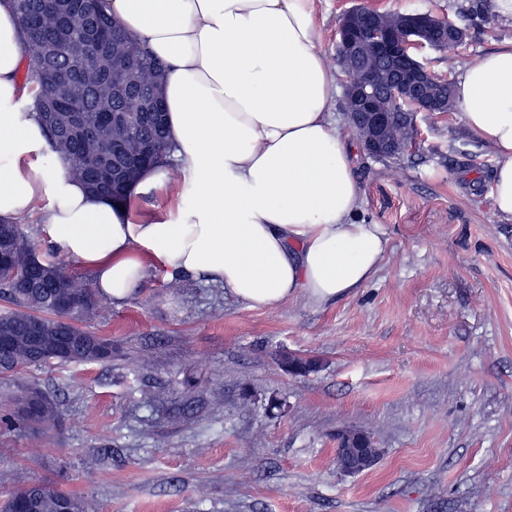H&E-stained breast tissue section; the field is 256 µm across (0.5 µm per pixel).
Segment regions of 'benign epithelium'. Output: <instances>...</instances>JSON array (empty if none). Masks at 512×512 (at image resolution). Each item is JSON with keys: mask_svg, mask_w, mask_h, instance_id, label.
Wrapping results in <instances>:
<instances>
[{"mask_svg": "<svg viewBox=\"0 0 512 512\" xmlns=\"http://www.w3.org/2000/svg\"><path fill=\"white\" fill-rule=\"evenodd\" d=\"M462 42L467 37L464 27L449 26L426 14L403 16L394 25H384L357 6L349 10L338 27L336 61L344 74L345 93L353 103L346 112V121L353 134L361 141L364 150L372 156H381L392 149L389 129L393 113L386 102L379 98L380 81L376 71L366 65L368 56H375L390 63L393 78L389 91L411 102L416 113L440 112L448 107V84L440 81L435 72L422 63L417 50L448 38ZM350 457L340 451L338 460L351 474L368 463L367 445L359 444L349 449Z\"/></svg>", "mask_w": 512, "mask_h": 512, "instance_id": "1", "label": "benign epithelium"}]
</instances>
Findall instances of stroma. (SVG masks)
<instances>
[{"mask_svg": "<svg viewBox=\"0 0 512 512\" xmlns=\"http://www.w3.org/2000/svg\"><path fill=\"white\" fill-rule=\"evenodd\" d=\"M465 0H315L321 49L336 59L345 11L458 15ZM455 80L512 45V19L468 22ZM397 163L358 157V216L385 255L355 293L252 308L223 287L149 266L122 302L101 298L88 330L106 363L31 365L0 378L56 405V430L0 426V473L92 499L97 512H512V222L495 219L471 171L493 150L458 114H418ZM179 178L130 202L170 220ZM317 363L305 376L281 360ZM368 433L382 453L343 474L334 435Z\"/></svg>", "mask_w": 512, "mask_h": 512, "instance_id": "35a3bbf8", "label": "stroma"}]
</instances>
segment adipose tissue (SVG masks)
<instances>
[{"mask_svg": "<svg viewBox=\"0 0 512 512\" xmlns=\"http://www.w3.org/2000/svg\"><path fill=\"white\" fill-rule=\"evenodd\" d=\"M104 5L169 67L168 133L185 202L172 220L136 222L52 158L20 83L22 28L0 0V217L42 210L58 250L116 302L152 264L203 276L253 308L365 287L385 245L376 225L355 219L357 156L331 122L335 84L313 0ZM454 93L463 124L495 152L490 196L512 221V48L470 63Z\"/></svg>", "mask_w": 512, "mask_h": 512, "instance_id": "ef3b65f1", "label": "adipose tissue"}]
</instances>
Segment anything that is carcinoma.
<instances>
[{
  "mask_svg": "<svg viewBox=\"0 0 512 512\" xmlns=\"http://www.w3.org/2000/svg\"><path fill=\"white\" fill-rule=\"evenodd\" d=\"M11 5L26 35L25 81L33 90L51 152L91 191L127 201L142 175L167 165L170 156L160 92L165 65L153 60L142 44L114 38L117 21L94 2L56 0L51 12L42 10L41 0H11ZM42 39L59 43L56 55L46 56L36 47ZM114 58L130 64L125 79L134 93L121 95L104 79ZM148 97L154 98L155 111L143 113L138 127L112 124L113 111L142 113ZM389 104L395 112L393 150L384 160L396 163L416 148L418 132L410 104L393 97ZM0 301V333L12 337L9 353L0 356L1 376L38 363L30 347L34 328L52 348L63 336L71 337L64 363L112 359L86 343L90 332L84 322L99 308L98 292L62 265L40 258L19 224L9 220L0 221ZM14 406L13 413L0 416L1 422L44 432L58 424L56 407L38 391L26 392ZM64 499L71 512H96L88 499L41 483L14 489L0 512H17L22 502L34 503L35 512H59Z\"/></svg>",
  "mask_w": 512,
  "mask_h": 512,
  "instance_id": "1",
  "label": "carcinoma"
}]
</instances>
